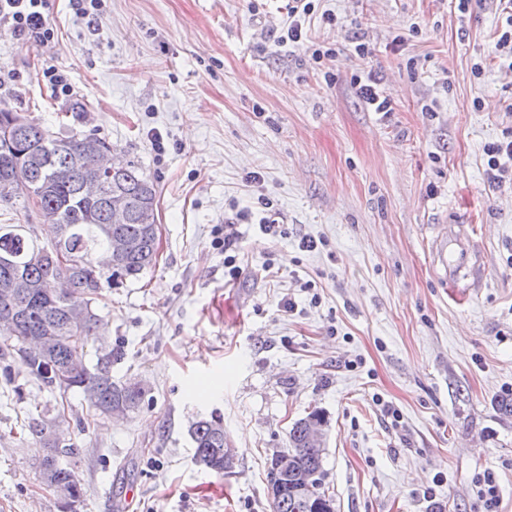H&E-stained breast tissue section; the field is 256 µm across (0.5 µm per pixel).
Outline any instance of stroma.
I'll use <instances>...</instances> for the list:
<instances>
[{"instance_id": "1", "label": "stroma", "mask_w": 512, "mask_h": 512, "mask_svg": "<svg viewBox=\"0 0 512 512\" xmlns=\"http://www.w3.org/2000/svg\"><path fill=\"white\" fill-rule=\"evenodd\" d=\"M99 3L91 27L49 0L45 47L0 29V101L52 135L97 134L157 188V263L103 289L86 347L112 348L113 381L145 395L93 416L80 389L59 396L1 357L0 512H273L270 457L313 411L335 512H484L487 473L512 512V416L498 409L512 397V189H490L483 154L512 127V71L470 75L504 15L489 4L464 25L455 0H320L288 47L287 0ZM321 45L336 56L316 61ZM47 63L72 97L39 80ZM372 69L385 118L352 84ZM261 196L287 236L260 230ZM469 216L488 279L461 304L428 238ZM231 217L236 280L213 244ZM304 237L325 245L300 250ZM44 409L65 412L78 501L41 487L28 423ZM213 414L235 455L221 474L196 464L189 433Z\"/></svg>"}]
</instances>
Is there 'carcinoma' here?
<instances>
[{
    "instance_id": "1",
    "label": "carcinoma",
    "mask_w": 512,
    "mask_h": 512,
    "mask_svg": "<svg viewBox=\"0 0 512 512\" xmlns=\"http://www.w3.org/2000/svg\"><path fill=\"white\" fill-rule=\"evenodd\" d=\"M19 114L0 103V135L10 130L9 139L0 138V202L8 198L34 205L56 229L54 244L47 248L31 233L16 231V224H0V254H11L14 263H0V321H15V334L3 333L1 354H16L41 383L64 392L82 389L90 407L101 414L136 410L145 390L138 384L112 381V351L98 356L93 366L86 364L84 348L101 322L96 312L99 291L127 280H136L156 263L159 246L156 197L153 184L130 163L106 180L105 191H93L95 166L86 164L96 155L110 151L111 144L94 133L58 139L40 124L27 120L16 124ZM124 197L128 222L112 223V196ZM119 235L128 244L121 265L105 270L100 258ZM66 257L60 263L59 254ZM80 307L86 314L80 324L71 322L72 311ZM22 336L44 339L38 357L26 354L19 345ZM324 425L323 417L312 412L295 421L288 434L290 456L288 482L277 487L274 512H307L294 504L293 489L300 479L316 473L322 481L323 445L308 438L310 423ZM29 429L45 448L44 460L52 463L48 489L61 491L71 501L82 496V488L70 464L54 463L53 451L65 449L75 454L74 445L57 433L56 419L43 413L32 419ZM191 437L195 459L216 473L224 472V424L220 417L202 418L193 423Z\"/></svg>"
}]
</instances>
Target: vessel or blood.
I'll return each instance as SVG.
<instances>
[{
  "label": "vessel or blood",
  "instance_id": "vessel-or-blood-1",
  "mask_svg": "<svg viewBox=\"0 0 512 512\" xmlns=\"http://www.w3.org/2000/svg\"><path fill=\"white\" fill-rule=\"evenodd\" d=\"M430 250L433 268L455 298L467 299L484 288L485 253L470 230L458 224L434 225Z\"/></svg>",
  "mask_w": 512,
  "mask_h": 512
}]
</instances>
